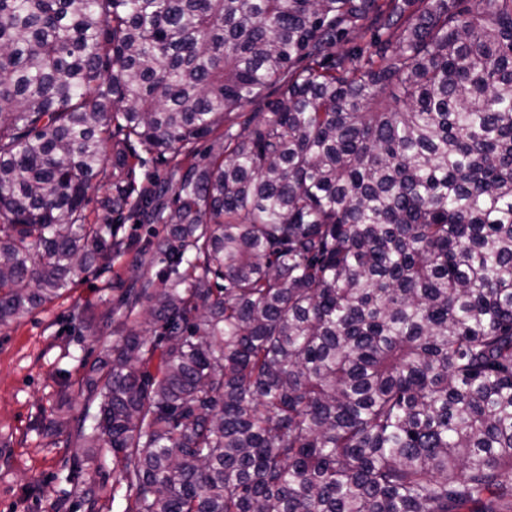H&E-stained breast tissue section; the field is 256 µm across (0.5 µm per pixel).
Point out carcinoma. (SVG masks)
<instances>
[{
	"label": "carcinoma",
	"mask_w": 512,
	"mask_h": 512,
	"mask_svg": "<svg viewBox=\"0 0 512 512\" xmlns=\"http://www.w3.org/2000/svg\"><path fill=\"white\" fill-rule=\"evenodd\" d=\"M107 182L166 226L74 426L125 512H512V0H0V328ZM140 154L146 162L143 165L138 164L135 168L137 191L143 187H150L152 182L170 178L177 162L171 158L170 154L161 155L157 152L146 153L144 151H140Z\"/></svg>",
	"instance_id": "cac0c4a2"
}]
</instances>
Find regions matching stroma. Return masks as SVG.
Returning a JSON list of instances; mask_svg holds the SVG:
<instances>
[{"label":"stroma","mask_w":512,"mask_h":512,"mask_svg":"<svg viewBox=\"0 0 512 512\" xmlns=\"http://www.w3.org/2000/svg\"><path fill=\"white\" fill-rule=\"evenodd\" d=\"M111 220L125 243L111 267L79 273L75 288L0 329V512H87L88 485L102 490L99 512L126 508L111 449L85 447L73 426L96 414L83 378L126 331L124 289L159 271L151 244L164 227L128 211Z\"/></svg>","instance_id":"stroma-1"}]
</instances>
